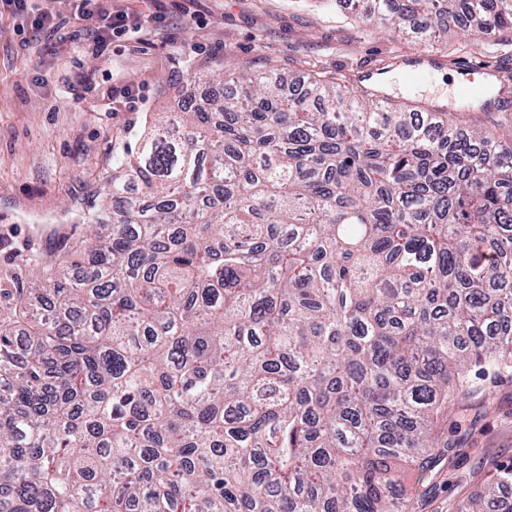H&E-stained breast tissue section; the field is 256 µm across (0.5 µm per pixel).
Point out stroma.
I'll return each instance as SVG.
<instances>
[{
    "label": "stroma",
    "instance_id": "stroma-1",
    "mask_svg": "<svg viewBox=\"0 0 512 512\" xmlns=\"http://www.w3.org/2000/svg\"><path fill=\"white\" fill-rule=\"evenodd\" d=\"M136 18L138 32L94 55L81 42L29 44L21 19L0 0V287L7 286V256L51 259L83 233L78 210L99 205L110 192L112 157L134 140L149 112H177L204 104L209 90L196 74L270 69L294 79L319 68L359 86L374 68L392 77V58L425 57L443 84L415 90L388 85L392 98H413L458 109L464 125L485 126L479 110L460 111L454 98L459 67L494 55L512 75V33L495 44L465 45L463 33L443 34L446 47L428 53L423 22L418 35L399 43L385 29L354 22L346 7L312 0H104ZM79 93L70 86L79 76ZM133 86L131 101L113 89ZM439 437L449 452L431 473L400 475L399 492L416 512H457L461 500L495 486L490 512L512 504V486H496L512 466V375L476 379L465 407L449 411Z\"/></svg>",
    "mask_w": 512,
    "mask_h": 512
}]
</instances>
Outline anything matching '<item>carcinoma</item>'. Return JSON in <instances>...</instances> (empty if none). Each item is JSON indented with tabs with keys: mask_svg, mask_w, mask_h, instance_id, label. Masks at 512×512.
Here are the masks:
<instances>
[{
	"mask_svg": "<svg viewBox=\"0 0 512 512\" xmlns=\"http://www.w3.org/2000/svg\"><path fill=\"white\" fill-rule=\"evenodd\" d=\"M461 2L355 18L512 32V0ZM197 81L230 92L152 116L112 212L0 289V512H412L397 466L432 470L472 367L512 368V100L458 135L317 74Z\"/></svg>",
	"mask_w": 512,
	"mask_h": 512,
	"instance_id": "carcinoma-1",
	"label": "carcinoma"
}]
</instances>
